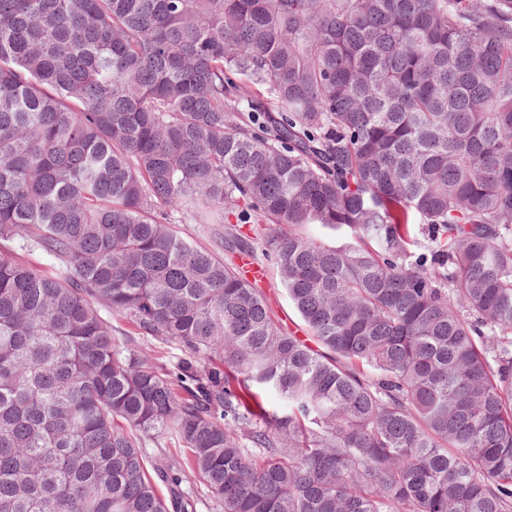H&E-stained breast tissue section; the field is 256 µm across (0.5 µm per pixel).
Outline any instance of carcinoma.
<instances>
[{"instance_id": "cac0c4a2", "label": "carcinoma", "mask_w": 512, "mask_h": 512, "mask_svg": "<svg viewBox=\"0 0 512 512\" xmlns=\"http://www.w3.org/2000/svg\"><path fill=\"white\" fill-rule=\"evenodd\" d=\"M186 218L274 264L302 335ZM165 434L186 458L148 464ZM199 486L512 512V0H0V512ZM207 225L209 224H190L187 221V224H178L176 227L180 234L187 240L201 246L209 247L225 256L227 252L217 248L215 238ZM112 326L121 346L141 349L150 352L157 358V362L173 368L179 358L183 357L182 348L174 342H160L151 337L139 335L135 328L126 321L119 318H112Z\"/></svg>"}]
</instances>
